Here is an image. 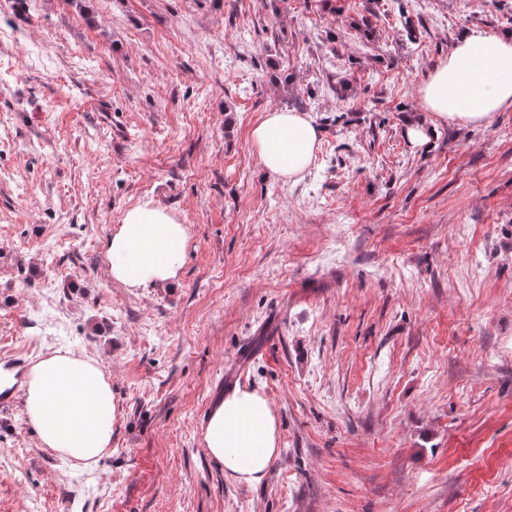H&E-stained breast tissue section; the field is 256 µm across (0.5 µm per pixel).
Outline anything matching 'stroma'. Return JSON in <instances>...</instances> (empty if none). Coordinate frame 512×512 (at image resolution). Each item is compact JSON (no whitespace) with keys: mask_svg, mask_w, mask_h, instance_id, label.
Masks as SVG:
<instances>
[{"mask_svg":"<svg viewBox=\"0 0 512 512\" xmlns=\"http://www.w3.org/2000/svg\"><path fill=\"white\" fill-rule=\"evenodd\" d=\"M470 27L512 0H0V352L95 360L120 411L89 467L0 413V512H512V110L418 98ZM276 109L320 129L290 179ZM145 202L189 229L163 288L109 274ZM241 362L253 487L201 434ZM318 128L301 112H267L250 133L251 145L269 172L293 178L311 163L319 142ZM203 441L235 481L259 485L280 449L276 411L262 392L237 388L209 411Z\"/></svg>","mask_w":512,"mask_h":512,"instance_id":"1","label":"stroma"}]
</instances>
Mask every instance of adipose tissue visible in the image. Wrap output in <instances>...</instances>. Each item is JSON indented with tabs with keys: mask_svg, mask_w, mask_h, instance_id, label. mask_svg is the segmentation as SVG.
<instances>
[{
	"mask_svg": "<svg viewBox=\"0 0 512 512\" xmlns=\"http://www.w3.org/2000/svg\"><path fill=\"white\" fill-rule=\"evenodd\" d=\"M419 100L438 125H481L512 110V33L465 30L421 83ZM250 142L265 169L290 179L310 165L319 132L306 114L279 109L253 127ZM188 244V228L174 214L149 203L132 207L109 241V274L128 288L173 283ZM24 407L43 446L87 466L111 445L119 417L99 364L73 353L32 366ZM203 441L235 481L259 485L279 453L276 411L262 392L236 389L209 411Z\"/></svg>",
	"mask_w": 512,
	"mask_h": 512,
	"instance_id": "ef3b65f1",
	"label": "adipose tissue"
}]
</instances>
